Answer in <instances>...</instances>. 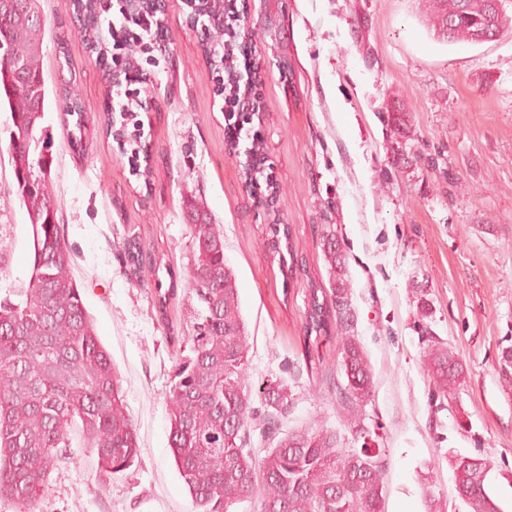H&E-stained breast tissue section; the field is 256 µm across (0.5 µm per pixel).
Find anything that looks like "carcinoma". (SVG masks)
<instances>
[{"instance_id": "obj_1", "label": "carcinoma", "mask_w": 512, "mask_h": 512, "mask_svg": "<svg viewBox=\"0 0 512 512\" xmlns=\"http://www.w3.org/2000/svg\"><path fill=\"white\" fill-rule=\"evenodd\" d=\"M100 0H74L88 48L97 52ZM431 25L450 42L496 36L502 24L486 0H429ZM205 58L221 50L224 0H201ZM45 20L39 0H0V108L18 123L9 127L17 194L32 229V267L18 299L0 300V499L19 512H35L46 480L59 468L75 433L98 457L100 472L118 473L139 454L121 379L96 333L71 276L73 252L57 223L48 187L53 158L43 136L46 87L40 70ZM191 241L185 291L190 330L180 351L167 400L169 447L194 512H230L241 495L254 512H383L381 455L343 448L324 428L282 429L291 391L268 380L248 381L249 346L233 270L224 261V234L194 201L183 212ZM132 276L140 272L139 238L123 242ZM331 295L309 289L305 341L329 336L336 308L348 291L345 256L336 236L323 238ZM174 286L157 283L155 309L167 321ZM347 378L341 403L355 426L370 434L360 410L372 390L371 367L354 336L338 337ZM437 397L459 385L463 366L442 343L427 354ZM261 446H253L254 434ZM486 460L462 457L453 465L458 497L468 512H501L489 491Z\"/></svg>"}]
</instances>
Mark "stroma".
<instances>
[{"mask_svg": "<svg viewBox=\"0 0 512 512\" xmlns=\"http://www.w3.org/2000/svg\"><path fill=\"white\" fill-rule=\"evenodd\" d=\"M40 5L50 190L140 454L103 480L92 451L72 442L35 512H193L167 414L188 328L184 293L167 321L155 312L158 282L189 267L182 205L191 197L224 232L250 381L291 389L285 427L316 424L358 445L338 410L346 377L335 341L313 353L303 337L310 286H330L323 237L332 232L346 257L344 308L372 369L362 416L382 450L384 512H465L452 470L460 457L488 461L489 487L512 512V365L502 358L512 350V0L500 33L478 44L438 38L426 0H246L263 119L245 126L239 147H264L277 187L270 210L245 184L244 157L227 149L228 119L185 10L165 15L152 106L138 115L152 151L136 172L106 131L108 65L91 59L73 0ZM68 93L82 115L64 111ZM339 100L353 114L348 133L336 124ZM8 121L1 110L0 299L16 298L32 259ZM274 224L289 229L284 265L272 252ZM131 234L153 257L135 281L122 251ZM433 341L465 370L442 402L424 358Z\"/></svg>", "mask_w": 512, "mask_h": 512, "instance_id": "obj_1", "label": "stroma"}]
</instances>
